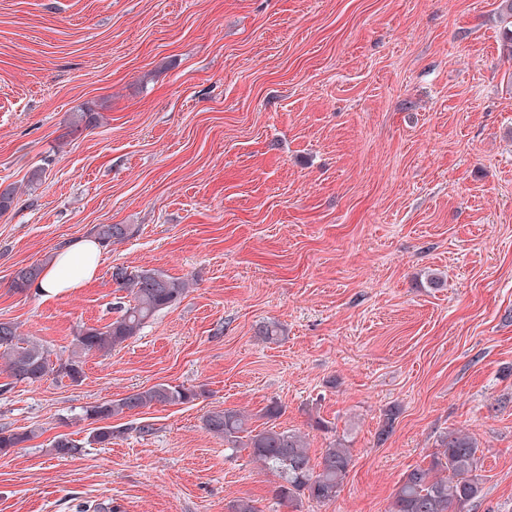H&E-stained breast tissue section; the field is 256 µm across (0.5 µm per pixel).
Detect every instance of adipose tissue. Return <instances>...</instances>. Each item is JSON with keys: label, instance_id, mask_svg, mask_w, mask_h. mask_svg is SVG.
<instances>
[{"label": "adipose tissue", "instance_id": "ef3b65f1", "mask_svg": "<svg viewBox=\"0 0 512 512\" xmlns=\"http://www.w3.org/2000/svg\"><path fill=\"white\" fill-rule=\"evenodd\" d=\"M101 256L102 248L93 238L65 243L43 266L35 286L56 295L75 291L94 279Z\"/></svg>", "mask_w": 512, "mask_h": 512}]
</instances>
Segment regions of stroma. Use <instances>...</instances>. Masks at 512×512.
Returning a JSON list of instances; mask_svg holds the SVG:
<instances>
[{
	"instance_id": "35a3bbf8",
	"label": "stroma",
	"mask_w": 512,
	"mask_h": 512,
	"mask_svg": "<svg viewBox=\"0 0 512 512\" xmlns=\"http://www.w3.org/2000/svg\"><path fill=\"white\" fill-rule=\"evenodd\" d=\"M499 0H0V320L52 355L111 322L114 266L193 282L83 376L0 368V512H388L438 436L483 451L472 512H512V59ZM99 123L68 134L74 112ZM39 182H30L34 169ZM99 224L134 233L63 295L13 289ZM279 322V342L258 334ZM158 383L197 391L88 444L85 407ZM345 439L335 500L204 425L216 408ZM397 419L379 431L388 410ZM80 453L52 450L58 435ZM0 429V453L6 454L11 448H19L35 437L34 429Z\"/></svg>"
}]
</instances>
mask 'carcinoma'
<instances>
[{
  "mask_svg": "<svg viewBox=\"0 0 512 512\" xmlns=\"http://www.w3.org/2000/svg\"><path fill=\"white\" fill-rule=\"evenodd\" d=\"M499 19L504 25V48L512 56V0H501ZM100 121L91 108L73 114L71 127L90 128ZM132 235L127 224H101L93 236L104 246L121 242ZM41 273V265L18 269L12 286L25 291ZM112 280L126 295L113 303L117 317L99 326L76 328L71 353L56 361L37 341L24 337L12 321H0V357L15 381L40 382L48 376L67 377L73 382L83 376L82 356L88 353L109 354L122 347L157 313L175 305L191 288L184 277H174L157 269L118 267ZM197 392L183 385L159 383L138 389L122 398L92 405L84 416L94 421H108L135 410L154 405L184 404L193 401ZM205 428L224 439L229 448H248L253 459L275 474V496L296 506L304 499L320 503L336 498L351 464L350 448L337 441L322 449L312 459L306 438L295 430H281L270 424L261 429L252 426V416L234 408H216L205 418ZM35 437V430L0 429V453L19 448ZM478 443L460 431L440 436L436 451L425 464L406 471L395 489L388 512H469L482 492L483 475Z\"/></svg>",
  "mask_w": 512,
  "mask_h": 512,
  "instance_id": "obj_1",
  "label": "carcinoma"
}]
</instances>
